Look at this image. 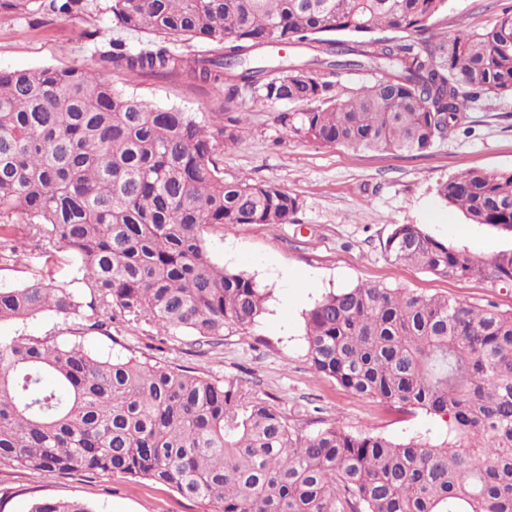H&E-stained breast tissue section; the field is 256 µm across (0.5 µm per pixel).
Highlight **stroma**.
<instances>
[{
    "label": "stroma",
    "mask_w": 512,
    "mask_h": 512,
    "mask_svg": "<svg viewBox=\"0 0 512 512\" xmlns=\"http://www.w3.org/2000/svg\"><path fill=\"white\" fill-rule=\"evenodd\" d=\"M84 20L30 11L0 17V70L81 66L97 69V53L112 40L138 48L146 36L116 29L110 0H97ZM512 0H448L434 22L438 31L479 32ZM113 88L160 108L208 122L224 108V88L179 74L131 75L107 70ZM314 101L257 105L244 100L246 119L237 144L225 151V179L274 184L300 202L294 220L270 226L245 224L208 231L215 262L253 276L269 295L264 313L248 327L225 329L212 343L180 332L159 336L154 323L131 328L114 320L111 333L89 332L82 343L98 356L122 355L184 366L208 378L241 383L249 400L279 406L290 425L305 431L333 423L352 434H381L436 443L445 423L425 411L398 410L363 399L317 374L307 356L305 316L328 293L360 284H384L427 297L495 303L512 310V288L475 279L447 280L420 267L392 262L383 250L396 224H417L433 238L490 260L512 252V235L468 223L445 206L438 182L472 169L512 171V95L473 103L466 129L421 154L391 155L313 144L279 122L284 112L317 109ZM70 281L64 256L45 261L27 242L21 261L0 265V286L16 287L42 275ZM71 323L45 312L26 322H0V338L68 337ZM42 500L81 501L99 512H206L172 487L120 473L84 470L39 476L0 465V512H30Z\"/></svg>",
    "instance_id": "35a3bbf8"
}]
</instances>
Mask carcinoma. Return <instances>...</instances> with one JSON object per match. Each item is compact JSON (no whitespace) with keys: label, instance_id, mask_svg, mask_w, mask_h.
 <instances>
[{"label":"carcinoma","instance_id":"1","mask_svg":"<svg viewBox=\"0 0 512 512\" xmlns=\"http://www.w3.org/2000/svg\"><path fill=\"white\" fill-rule=\"evenodd\" d=\"M448 0H112L115 27L153 35L99 51L104 70L185 72L224 84L205 125L112 88L81 67L0 71V264L21 253L16 225L66 284L0 288V321L50 311L83 333L119 318L163 334L221 337L265 309L267 292L214 262L207 229L287 224L280 187L224 179L238 141L240 91L255 104L318 100L285 113L289 132L324 147L424 153L465 124L483 95L512 94V9L485 30L437 38ZM91 0H0V14L80 17ZM409 31L406 42L373 38ZM288 39L294 53H270ZM169 41L209 49L175 53ZM367 71L351 95L333 77ZM472 224L512 234V171L468 170L436 187ZM396 263L448 279L512 282V252L485 261L396 224ZM311 367L350 393L420 409L448 426L437 444L328 424L306 433L278 406L169 365L101 357L82 342L0 340V463L29 472H119L173 487L209 512H512V310L381 284L325 295L305 319ZM31 512H98L77 501Z\"/></svg>","mask_w":512,"mask_h":512}]
</instances>
